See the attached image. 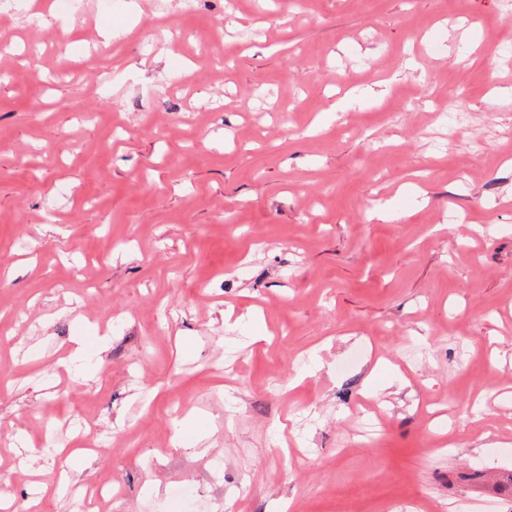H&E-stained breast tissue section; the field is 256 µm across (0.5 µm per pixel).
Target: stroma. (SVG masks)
I'll use <instances>...</instances> for the list:
<instances>
[{
	"label": "stroma",
	"mask_w": 512,
	"mask_h": 512,
	"mask_svg": "<svg viewBox=\"0 0 512 512\" xmlns=\"http://www.w3.org/2000/svg\"><path fill=\"white\" fill-rule=\"evenodd\" d=\"M502 40V0H0L12 512H512Z\"/></svg>",
	"instance_id": "35a3bbf8"
}]
</instances>
